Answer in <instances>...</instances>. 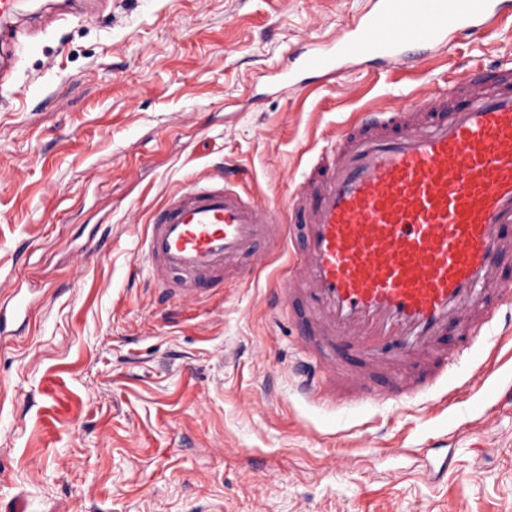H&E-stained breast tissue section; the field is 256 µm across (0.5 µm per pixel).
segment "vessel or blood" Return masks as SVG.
Here are the masks:
<instances>
[{
  "instance_id": "obj_1",
  "label": "vessel or blood",
  "mask_w": 512,
  "mask_h": 512,
  "mask_svg": "<svg viewBox=\"0 0 512 512\" xmlns=\"http://www.w3.org/2000/svg\"><path fill=\"white\" fill-rule=\"evenodd\" d=\"M29 0H0V82L19 53ZM512 17V0H374L342 36L292 58L285 83L328 73L351 56L415 62L449 32ZM446 98L369 108L316 154L287 217L247 196L233 171L194 178L151 216L138 260L164 297L206 296L212 280L299 231L284 299L302 296L303 395L331 404L385 377V397L433 387L475 337L512 335V286L498 276L512 251V68L449 82Z\"/></svg>"
}]
</instances>
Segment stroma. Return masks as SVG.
<instances>
[{"instance_id": "1", "label": "stroma", "mask_w": 512, "mask_h": 512, "mask_svg": "<svg viewBox=\"0 0 512 512\" xmlns=\"http://www.w3.org/2000/svg\"><path fill=\"white\" fill-rule=\"evenodd\" d=\"M372 6L105 0L37 28L0 91V304L30 303L0 338V512H512V400L492 393L512 383V340L476 345L427 394L336 408L290 376L302 331L272 290L291 245L205 299L160 300L137 267L145 225L190 178L232 166L286 209L362 109L512 67L505 23L426 64L355 58L282 89L288 57Z\"/></svg>"}]
</instances>
